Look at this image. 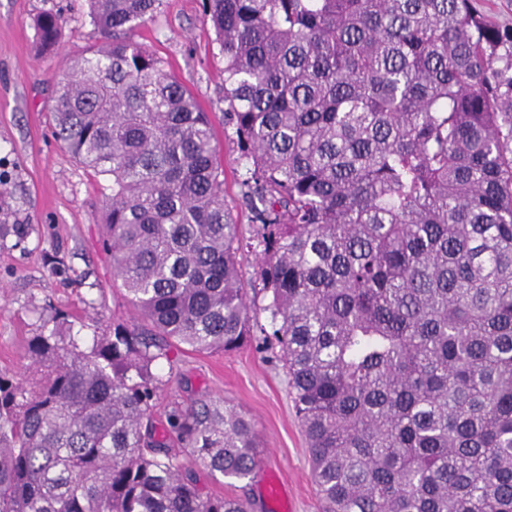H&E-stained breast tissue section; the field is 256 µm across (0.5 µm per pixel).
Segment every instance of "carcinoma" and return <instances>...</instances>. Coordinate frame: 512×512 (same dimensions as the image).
Segmentation results:
<instances>
[{"label": "carcinoma", "instance_id": "1", "mask_svg": "<svg viewBox=\"0 0 512 512\" xmlns=\"http://www.w3.org/2000/svg\"><path fill=\"white\" fill-rule=\"evenodd\" d=\"M162 4L87 0L106 42L53 108L111 181L103 247L143 326L87 337L55 312L0 373V512H251L181 460L253 477L251 421L177 405L165 436L152 401L171 344L256 336L280 348L322 512H512V33L470 0H207L246 235L208 113L128 37ZM35 27L53 49L60 19Z\"/></svg>", "mask_w": 512, "mask_h": 512}]
</instances>
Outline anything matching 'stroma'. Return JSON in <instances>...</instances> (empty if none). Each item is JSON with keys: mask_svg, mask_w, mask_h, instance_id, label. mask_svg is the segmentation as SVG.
Listing matches in <instances>:
<instances>
[{"mask_svg": "<svg viewBox=\"0 0 512 512\" xmlns=\"http://www.w3.org/2000/svg\"><path fill=\"white\" fill-rule=\"evenodd\" d=\"M48 13L60 17L61 36L57 50L44 53L36 45L35 21ZM130 37L166 61L211 112L225 203L238 223L249 224L240 196V149L224 116V58L204 21L203 0H164ZM102 40L84 0H0V373L23 371L29 340L51 311L102 331L116 320H138L113 286L112 261L101 247L107 182L56 139L49 112L70 59ZM158 371L168 383L156 402L157 423L174 404L219 398L246 414L258 434L260 466L253 479L230 481L185 459L203 492L250 500L254 512H282L287 505L292 512H320L277 346L257 338L224 354L177 345ZM268 475L284 484L287 500L266 497Z\"/></svg>", "mask_w": 512, "mask_h": 512, "instance_id": "1", "label": "stroma"}]
</instances>
